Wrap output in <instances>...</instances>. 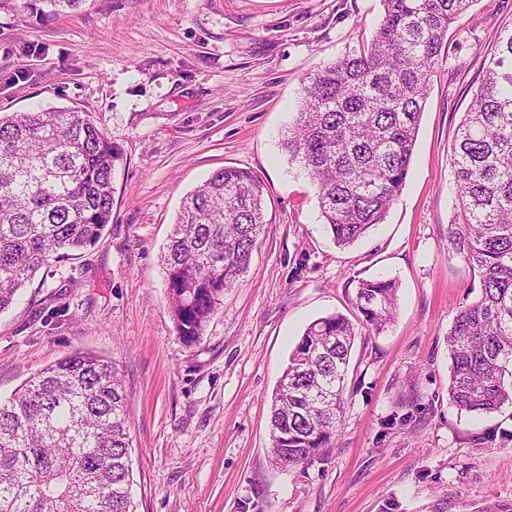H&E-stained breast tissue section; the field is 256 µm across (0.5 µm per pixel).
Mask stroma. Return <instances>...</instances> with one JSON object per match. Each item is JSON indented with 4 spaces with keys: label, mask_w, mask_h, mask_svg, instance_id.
<instances>
[{
    "label": "stroma",
    "mask_w": 512,
    "mask_h": 512,
    "mask_svg": "<svg viewBox=\"0 0 512 512\" xmlns=\"http://www.w3.org/2000/svg\"><path fill=\"white\" fill-rule=\"evenodd\" d=\"M383 16L382 0H84L47 17L0 0V112L80 108L121 155L102 239L0 314V397L74 352L112 360L138 512H512V405L458 411L447 343L480 295L448 237L450 156L512 0H475L450 26L406 182L353 245L334 242L280 147L307 77ZM227 166L262 180L265 224L242 283L188 346L160 254L183 198ZM359 278L396 281L395 320L358 329L333 448L275 466L272 392L310 323L356 317ZM396 413L404 423L384 429Z\"/></svg>",
    "instance_id": "obj_1"
}]
</instances>
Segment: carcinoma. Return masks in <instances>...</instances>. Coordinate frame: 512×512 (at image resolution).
<instances>
[{
    "instance_id": "obj_1",
    "label": "carcinoma",
    "mask_w": 512,
    "mask_h": 512,
    "mask_svg": "<svg viewBox=\"0 0 512 512\" xmlns=\"http://www.w3.org/2000/svg\"><path fill=\"white\" fill-rule=\"evenodd\" d=\"M83 0H28L31 11ZM370 42L308 77L282 148L308 172L324 225L350 246L383 222L404 185L448 28L475 0H382ZM120 154L78 107L0 112V313L50 262L96 245L112 222ZM458 211L449 238L480 298L448 332V395L458 411L512 405V27L499 36L451 155ZM263 184L225 167L182 201L161 254L179 337L191 346L247 272L263 229ZM396 282L359 279L353 305L381 333ZM356 331L312 322L271 403V460L293 466L333 447ZM128 398L116 365L93 352L57 360L0 400V512H136Z\"/></svg>"
}]
</instances>
